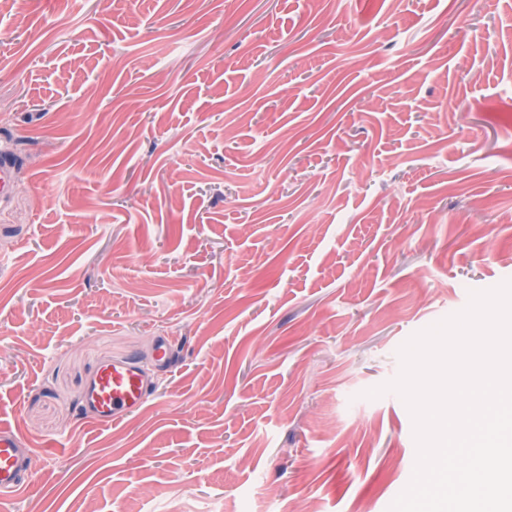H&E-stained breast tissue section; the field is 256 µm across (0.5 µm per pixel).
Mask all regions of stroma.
Returning <instances> with one entry per match:
<instances>
[{"instance_id": "obj_1", "label": "stroma", "mask_w": 512, "mask_h": 512, "mask_svg": "<svg viewBox=\"0 0 512 512\" xmlns=\"http://www.w3.org/2000/svg\"><path fill=\"white\" fill-rule=\"evenodd\" d=\"M0 149V512H387L413 423L365 390L512 279V0H13ZM150 395L149 385L137 360H113L102 364L92 376L85 409L101 423H116L126 413L141 407ZM33 468V458L24 453L19 436L10 428L0 426V493L8 495Z\"/></svg>"}]
</instances>
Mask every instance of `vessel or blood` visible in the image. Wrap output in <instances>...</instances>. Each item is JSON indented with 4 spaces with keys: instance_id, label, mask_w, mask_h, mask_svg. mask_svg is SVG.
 I'll use <instances>...</instances> for the list:
<instances>
[{
    "instance_id": "vessel-or-blood-1",
    "label": "vessel or blood",
    "mask_w": 512,
    "mask_h": 512,
    "mask_svg": "<svg viewBox=\"0 0 512 512\" xmlns=\"http://www.w3.org/2000/svg\"><path fill=\"white\" fill-rule=\"evenodd\" d=\"M150 389L137 361L115 360L102 364L92 376L86 393L85 408L95 421L115 423L126 413L141 407ZM33 467L19 436L10 428L0 426V493L7 495L22 482Z\"/></svg>"
}]
</instances>
